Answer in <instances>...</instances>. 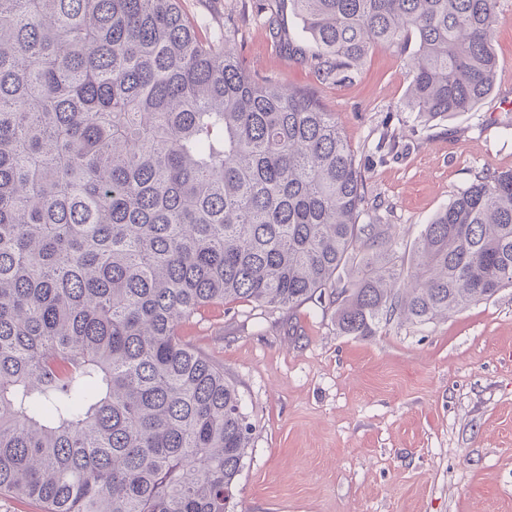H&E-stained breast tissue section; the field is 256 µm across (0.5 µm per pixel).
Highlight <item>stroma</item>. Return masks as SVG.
Listing matches in <instances>:
<instances>
[{
  "mask_svg": "<svg viewBox=\"0 0 512 512\" xmlns=\"http://www.w3.org/2000/svg\"><path fill=\"white\" fill-rule=\"evenodd\" d=\"M201 39L257 80L313 91L364 175L369 215L409 259L424 224L485 170L512 168V0H501L495 86L476 111L428 121L408 108L406 57L373 49L353 79L322 82L289 0H180ZM397 139L376 153L382 129ZM223 363L255 426L230 512H512V288L445 319L340 334L334 307L200 309L181 331Z\"/></svg>",
  "mask_w": 512,
  "mask_h": 512,
  "instance_id": "1",
  "label": "stroma"
}]
</instances>
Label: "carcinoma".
Masks as SVG:
<instances>
[{"label":"carcinoma","mask_w":512,"mask_h":512,"mask_svg":"<svg viewBox=\"0 0 512 512\" xmlns=\"http://www.w3.org/2000/svg\"><path fill=\"white\" fill-rule=\"evenodd\" d=\"M290 2L315 50L288 55L324 81L413 44L411 111L493 91L500 0ZM363 216L335 113L250 77L179 0H0V494L228 512L253 424L181 336L201 308L326 302L366 338L512 288V170L458 190L408 272Z\"/></svg>","instance_id":"1"}]
</instances>
